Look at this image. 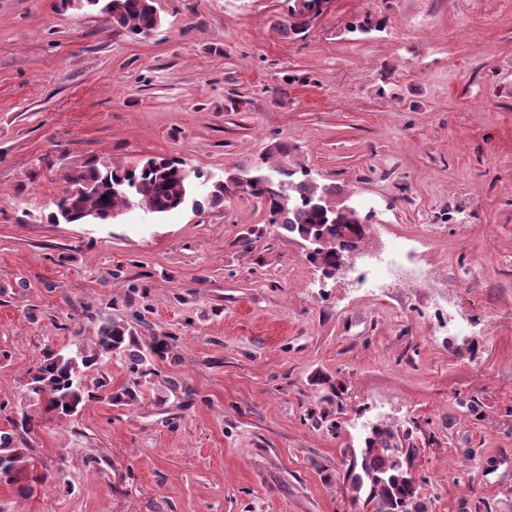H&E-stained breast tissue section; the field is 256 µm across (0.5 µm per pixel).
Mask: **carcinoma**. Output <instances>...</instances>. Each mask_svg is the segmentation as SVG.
Segmentation results:
<instances>
[{"label":"carcinoma","mask_w":512,"mask_h":512,"mask_svg":"<svg viewBox=\"0 0 512 512\" xmlns=\"http://www.w3.org/2000/svg\"><path fill=\"white\" fill-rule=\"evenodd\" d=\"M288 4V23L282 32L301 36L314 21L311 13L319 7L320 0H285ZM62 8L78 9L97 7L112 22V27L131 35H140L155 30L161 18L154 0H62ZM201 179L200 170L187 175L183 163L165 158L147 161L140 167L114 168L104 164L90 165L70 178V189L57 203V211L50 216L52 224H78L87 220L107 221L121 209L139 207L150 213L165 214L178 210L187 203L201 208L204 204L216 205L224 200V194L233 188L222 184L213 185L206 201L191 199V177ZM285 195L292 199L291 205L270 200L272 223L279 224L290 233L302 235L313 230L316 224H339L352 226L357 233L359 214L353 211H329L320 202L325 198L336 202L340 193L334 186H318L307 174L295 178V172L281 170ZM108 200H102V197ZM355 249L352 241L327 240L322 250L314 256L321 263L323 272L336 273V255ZM95 350L87 354L79 348L74 353L52 351L44 362L31 374L28 382L29 396L46 402V411L67 417L78 411L84 399L82 369L109 362L119 356L127 363L131 379L115 393H109L111 401L120 403L135 398L139 380L154 374L153 356L161 357L168 344L158 341L147 350L140 347L131 328L114 319H106L97 325ZM10 433L0 434V482L9 484L21 480L23 452L13 446ZM398 447L395 435L386 428H374L372 436L365 441L362 457V473L352 479V490L356 494L367 491L365 503L372 505L373 512H425L416 502L415 482L407 471L389 464L390 449Z\"/></svg>","instance_id":"1"}]
</instances>
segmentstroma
<instances>
[{
    "label": "stroma",
    "mask_w": 512,
    "mask_h": 512,
    "mask_svg": "<svg viewBox=\"0 0 512 512\" xmlns=\"http://www.w3.org/2000/svg\"><path fill=\"white\" fill-rule=\"evenodd\" d=\"M155 6L130 36L0 0V431L33 424L0 512H363L348 465L376 426L417 448L426 512H512V0H332L301 37L284 0ZM150 158L374 201L365 248L422 241L469 335H436L427 289L324 276L242 190L48 223L74 172ZM108 318L170 354L122 404L124 359L87 368L49 418L31 371Z\"/></svg>",
    "instance_id": "35a3bbf8"
}]
</instances>
